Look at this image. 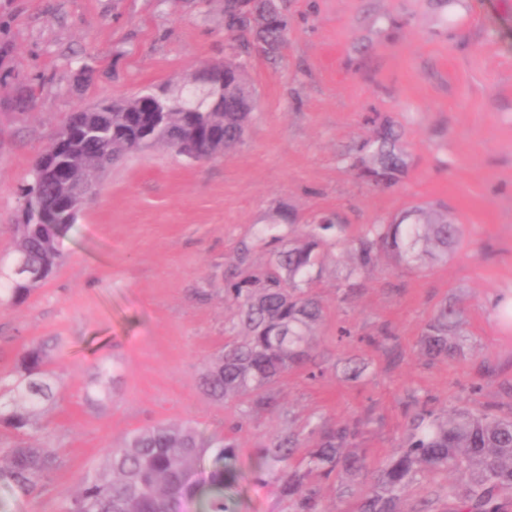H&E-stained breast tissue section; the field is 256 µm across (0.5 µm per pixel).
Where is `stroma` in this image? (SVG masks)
I'll use <instances>...</instances> for the list:
<instances>
[{"label":"stroma","mask_w":512,"mask_h":512,"mask_svg":"<svg viewBox=\"0 0 512 512\" xmlns=\"http://www.w3.org/2000/svg\"><path fill=\"white\" fill-rule=\"evenodd\" d=\"M283 13L277 56L240 48L256 92L242 143L213 160L155 148L113 166L62 236L54 276L21 304H0V371L42 340L67 383L47 413L56 467L31 495L0 487V512H62L80 477L131 430L231 432L236 407L209 396L200 374L234 317L224 301L234 246L279 210L302 223L333 212L353 237L441 203L463 236L447 261L420 271L381 255L345 304V262L326 261L312 350L325 373H290L280 408L234 434L235 512H291L277 483L252 473L256 449L285 428L370 416L359 445L376 465L403 438L412 395L433 396L438 410L512 411V326L492 306L512 295V0H284ZM226 52L224 0H0V256L13 252L34 161L68 113L184 84ZM28 93L33 107L16 108ZM378 116L391 118L408 155L391 188L371 187L342 161ZM446 299L464 311L467 355L429 362L418 340ZM340 325L354 340L337 341ZM383 327L393 340L370 344ZM350 358L365 362L366 380L343 379L337 366ZM103 360L110 373L98 371Z\"/></svg>","instance_id":"stroma-1"}]
</instances>
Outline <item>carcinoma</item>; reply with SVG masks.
Segmentation results:
<instances>
[{
	"label": "carcinoma",
	"instance_id": "1",
	"mask_svg": "<svg viewBox=\"0 0 512 512\" xmlns=\"http://www.w3.org/2000/svg\"><path fill=\"white\" fill-rule=\"evenodd\" d=\"M268 6L269 0H224L228 38L248 32L263 52L278 53L287 40V21L281 5L272 13ZM140 94H157L166 101L170 111L161 124L148 125L143 112L81 109L66 118L69 136L53 157L69 176H51L35 161L21 198L37 201L39 217L15 225V255L43 275L22 283L13 268L0 266V303L23 302L60 265V237L81 207L75 195L66 193L67 181L91 179L99 167H112L136 153L147 127L151 142L159 146L176 152L180 141L193 138L202 157L214 159L242 141L252 118V113L239 111L232 96L217 102L216 91L206 85L161 84ZM373 124L372 137L343 162L377 187L395 186L408 170L401 136L387 117ZM281 223L296 224L293 212L274 213L254 238L237 242L224 279V301L235 309L237 322L200 377L210 396L240 401L234 433L254 415L279 409L276 384L291 371L305 369L310 379L324 374L312 359L314 331L323 316L312 289L315 266L337 249L349 254L338 296L343 303L359 290L380 254L410 269L422 255L448 259L461 240L460 225L448 220V207L442 204L413 206L386 224H367L352 240L345 225L326 214L288 240L272 234ZM260 244L269 248V259L258 270L254 253ZM463 323L457 303L441 302L422 330L421 354L431 360L465 356ZM49 361L47 346L32 343L14 374L0 375V426L37 441L35 446L0 448V486L24 496L34 492L57 461V450L38 422L43 407L62 397L63 385L47 370ZM431 403L430 398L415 401L407 433L369 485L368 457L364 449L352 448L371 423L368 417L315 426L306 455L296 464L293 452L303 439L290 428L256 449L253 473L259 480H275L294 512H319L313 478L328 480L336 474L347 476L341 496L357 500L356 512H432L431 502L415 503L409 496L413 485L425 483L438 484L440 512H512V414L465 406L439 412ZM105 457V465L83 475L67 495L63 512H181L183 503L198 497L205 500L207 512H233L241 474L232 437L214 443L189 424L147 426L106 448Z\"/></svg>",
	"mask_w": 512,
	"mask_h": 512
}]
</instances>
